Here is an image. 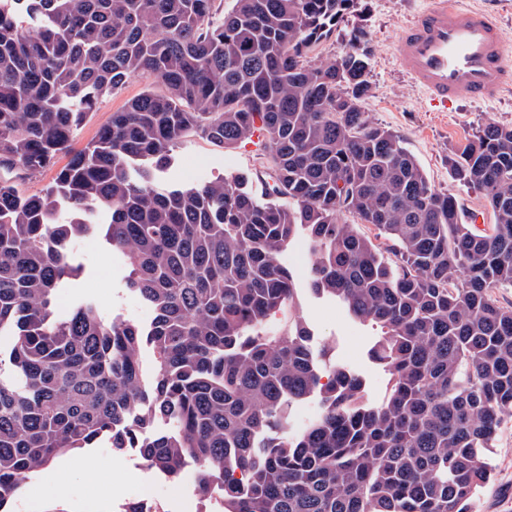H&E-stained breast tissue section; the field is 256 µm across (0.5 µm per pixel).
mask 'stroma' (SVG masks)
<instances>
[{
	"label": "stroma",
	"mask_w": 512,
	"mask_h": 512,
	"mask_svg": "<svg viewBox=\"0 0 512 512\" xmlns=\"http://www.w3.org/2000/svg\"><path fill=\"white\" fill-rule=\"evenodd\" d=\"M430 0H360L349 25H363L371 52L369 95L362 109L370 119L398 134L416 157L429 182L454 196L464 213L475 214L480 224L493 221L481 193L454 180L448 171V156L464 146L488 123L512 126V91L492 103H463L451 112H435L424 93L408 80L394 53L402 26ZM162 91L160 81L144 74L127 78L118 91L99 99L76 132L77 146L93 140L99 129L125 104L145 90ZM167 177L182 185L215 181L238 174L255 175L264 158L253 145L224 149L200 139H190L176 148ZM81 264L80 275L60 289L56 310L67 314L83 299L95 301L103 315L118 316L149 325L151 308L127 286L129 269L106 244L100 230L85 233L69 244ZM294 275L301 312L313 332L314 349L326 350L325 361L348 368L361 376L364 394L373 403L382 402L388 374L371 359L369 351L380 330L353 321L345 307L333 300L318 299L308 290L312 258L303 242H296L279 257ZM492 467L476 512H512V418L505 419L487 451ZM143 501L161 512H199L194 470L169 478L144 466L136 449L117 450L102 443L56 458L32 475L21 479L9 512H123L127 503Z\"/></svg>",
	"instance_id": "obj_1"
}]
</instances>
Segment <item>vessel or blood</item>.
Returning a JSON list of instances; mask_svg holds the SVG:
<instances>
[{"label": "vessel or blood", "instance_id": "vessel-or-blood-1", "mask_svg": "<svg viewBox=\"0 0 512 512\" xmlns=\"http://www.w3.org/2000/svg\"><path fill=\"white\" fill-rule=\"evenodd\" d=\"M394 53L439 112L512 90V52L499 20L464 0H433L403 26Z\"/></svg>", "mask_w": 512, "mask_h": 512}]
</instances>
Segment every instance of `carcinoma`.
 I'll return each instance as SVG.
<instances>
[{"label": "carcinoma", "mask_w": 512, "mask_h": 512, "mask_svg": "<svg viewBox=\"0 0 512 512\" xmlns=\"http://www.w3.org/2000/svg\"><path fill=\"white\" fill-rule=\"evenodd\" d=\"M233 2L218 18L215 0H0V512L26 474L104 440L167 477L192 461L221 512H474L512 415V303L496 295L512 288V127L448 155L492 210L480 230L362 110V29L312 63L357 0ZM136 72L165 92L133 98L53 185L23 192L19 175L71 150ZM257 130L264 199L243 176L164 180L187 138L235 148ZM101 226L154 311L147 327L88 300L56 313L81 271L68 243ZM301 231L312 294L380 328L377 405L358 375L320 366L278 259ZM314 394L319 412L294 430L293 404Z\"/></svg>", "instance_id": "cac0c4a2"}]
</instances>
